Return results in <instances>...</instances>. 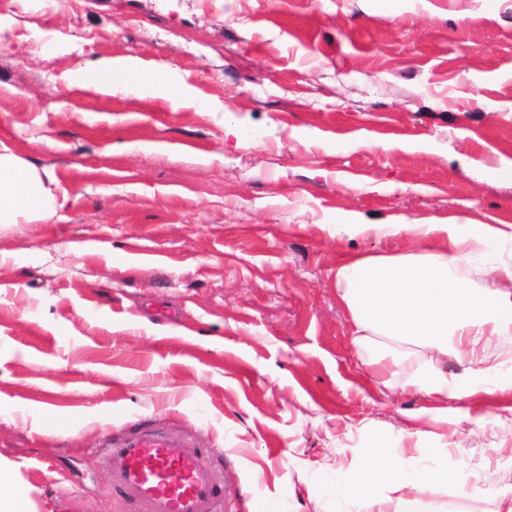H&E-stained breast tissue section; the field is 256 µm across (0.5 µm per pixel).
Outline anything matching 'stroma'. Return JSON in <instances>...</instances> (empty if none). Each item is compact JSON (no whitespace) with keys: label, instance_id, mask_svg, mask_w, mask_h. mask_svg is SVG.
Returning <instances> with one entry per match:
<instances>
[{"label":"stroma","instance_id":"obj_1","mask_svg":"<svg viewBox=\"0 0 512 512\" xmlns=\"http://www.w3.org/2000/svg\"><path fill=\"white\" fill-rule=\"evenodd\" d=\"M165 67L148 93L92 74ZM185 94L181 104L170 88ZM0 141L71 199L0 224V461L36 512H146L96 450L143 421L211 449L224 512H350L364 449L512 485V393H392L335 269L512 224V0H0Z\"/></svg>","mask_w":512,"mask_h":512}]
</instances>
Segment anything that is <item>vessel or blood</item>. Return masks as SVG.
Masks as SVG:
<instances>
[{
    "instance_id": "vessel-or-blood-1",
    "label": "vessel or blood",
    "mask_w": 512,
    "mask_h": 512,
    "mask_svg": "<svg viewBox=\"0 0 512 512\" xmlns=\"http://www.w3.org/2000/svg\"><path fill=\"white\" fill-rule=\"evenodd\" d=\"M98 453L113 490L148 512H224L222 475L192 439L146 421L104 439Z\"/></svg>"
}]
</instances>
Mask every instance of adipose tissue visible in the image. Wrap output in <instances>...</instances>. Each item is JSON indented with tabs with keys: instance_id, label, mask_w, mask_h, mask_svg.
<instances>
[{
	"instance_id": "adipose-tissue-1",
	"label": "adipose tissue",
	"mask_w": 512,
	"mask_h": 512,
	"mask_svg": "<svg viewBox=\"0 0 512 512\" xmlns=\"http://www.w3.org/2000/svg\"><path fill=\"white\" fill-rule=\"evenodd\" d=\"M103 85L165 84V69L142 71L136 60L102 65ZM52 169H37L0 142V224L48 219L69 199L53 194ZM340 232L350 236L402 234L427 241L417 252L357 254L336 266V294L351 322L352 343L366 366L387 374L394 392L415 390L443 399L467 397L465 383L494 375V388L512 392V258L495 262L489 280L470 283L473 265L496 245L512 244V224H369L349 217ZM457 373H449V362ZM455 484L453 512H512V490L473 502L457 469L405 470L383 449H366L347 492L353 502L378 498L379 512H420L424 498Z\"/></svg>"
}]
</instances>
